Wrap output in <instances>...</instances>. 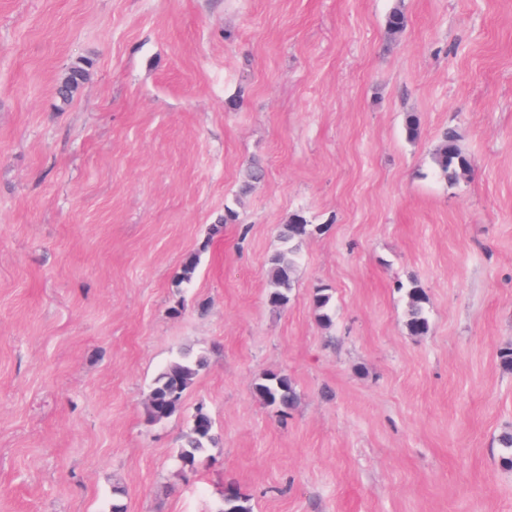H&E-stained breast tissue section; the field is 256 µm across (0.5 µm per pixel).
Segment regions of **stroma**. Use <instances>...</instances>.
Here are the masks:
<instances>
[{
    "instance_id": "stroma-1",
    "label": "stroma",
    "mask_w": 512,
    "mask_h": 512,
    "mask_svg": "<svg viewBox=\"0 0 512 512\" xmlns=\"http://www.w3.org/2000/svg\"><path fill=\"white\" fill-rule=\"evenodd\" d=\"M297 212L315 230L274 308ZM186 346L209 364L149 422ZM509 348L512 0H0V512H108L116 485L126 512H221L230 485L253 512H512ZM280 371L285 412L253 391ZM200 405L223 442L183 471ZM86 75V69L82 65L74 66L61 79L56 88L57 99L63 106L69 105L80 86L82 85ZM458 138L455 129H443L433 156L437 172L449 185L459 181L460 175L469 166V159L463 154ZM302 214H294L279 231L281 249L267 262V276L270 283L268 302L274 308L284 307L292 289V275L302 259V244L313 229ZM398 289L405 293L406 327L412 336H423L429 331L430 324L426 311L427 296L423 288L413 280L409 284H400Z\"/></svg>"
}]
</instances>
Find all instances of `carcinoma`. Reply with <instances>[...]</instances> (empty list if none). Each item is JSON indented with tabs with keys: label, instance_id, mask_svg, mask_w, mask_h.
Masks as SVG:
<instances>
[{
	"label": "carcinoma",
	"instance_id": "cac0c4a2",
	"mask_svg": "<svg viewBox=\"0 0 512 512\" xmlns=\"http://www.w3.org/2000/svg\"><path fill=\"white\" fill-rule=\"evenodd\" d=\"M406 28L405 13L393 9L387 16L386 29L391 35H398ZM86 69L82 65L74 66L61 79L56 88V96L64 106L70 104L82 85ZM439 175L452 185L459 181L460 175L469 166V159L458 144V134L453 128L441 131L439 144L433 156ZM313 233L305 216L296 213L281 226L279 239L281 249L267 262V276L270 283L268 302L274 308L288 303L292 289V275L302 259V244ZM199 265V256L190 255L184 261L178 282L191 285ZM405 293L406 327L412 336H424L430 324L426 311L427 296L416 281L399 285ZM313 304L320 312V318L332 323V296L321 289L313 297ZM207 357L191 348L180 350L156 374L150 385V394L155 403L148 406L147 416L153 422H162L175 415L182 406L186 391L194 383L200 371L206 368ZM256 396L264 404L282 411L293 407L298 399L293 380L286 373H271L260 378L254 386ZM218 436L214 431L212 418L206 408L197 406L187 430L182 435V444L177 455V464L183 468H196L207 460L211 449L218 447ZM223 512H251L249 499L235 487H230L224 495Z\"/></svg>",
	"mask_w": 512,
	"mask_h": 512
}]
</instances>
